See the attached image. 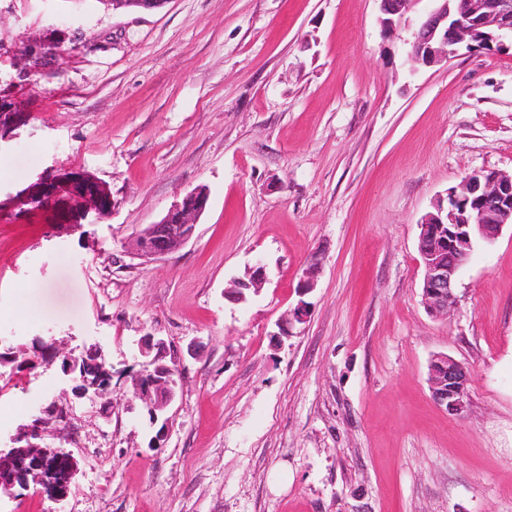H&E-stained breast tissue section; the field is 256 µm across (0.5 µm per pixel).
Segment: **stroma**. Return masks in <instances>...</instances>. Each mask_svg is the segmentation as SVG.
<instances>
[{
    "instance_id": "obj_1",
    "label": "stroma",
    "mask_w": 512,
    "mask_h": 512,
    "mask_svg": "<svg viewBox=\"0 0 512 512\" xmlns=\"http://www.w3.org/2000/svg\"><path fill=\"white\" fill-rule=\"evenodd\" d=\"M379 0H0V90L30 114L0 143V193L73 170L111 214L61 229L0 215V351L100 342L112 404L59 363L0 364V439L51 398L73 405L78 471L0 512H512V226L476 241L448 317L422 303L418 224L477 170L512 174V51L411 68ZM46 41L43 72L16 49ZM193 238L128 250L187 191ZM267 278L226 289L256 261ZM305 323H279L309 262ZM181 372L156 439L137 342ZM438 355L470 375L464 417L432 398Z\"/></svg>"
}]
</instances>
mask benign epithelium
<instances>
[{
	"label": "benign epithelium",
	"mask_w": 512,
	"mask_h": 512,
	"mask_svg": "<svg viewBox=\"0 0 512 512\" xmlns=\"http://www.w3.org/2000/svg\"><path fill=\"white\" fill-rule=\"evenodd\" d=\"M115 8L150 10L167 0H111ZM434 8L404 40L406 60L412 67L434 66L456 56L461 48L469 51L512 43V0H433ZM416 0H380L384 14L382 33L392 36L407 24L406 14ZM52 53L46 45H28L19 52L24 69L35 71ZM42 204L31 205L30 192L8 195L0 200V211L23 215L37 209L51 213L59 225L74 223V216L97 215L112 211V196L99 182L73 171L53 170L39 177ZM209 202L208 190L201 186L187 192L161 219L142 229L133 244V255L145 261L161 259L185 245L193 236L199 217ZM512 224V175L495 170L474 171L438 201L434 211L419 223L418 251L424 264L422 299L434 317H444L456 303L455 283L459 270L467 263L475 239L492 241L502 228ZM316 264L306 269L298 288L299 300L279 324L286 336L293 323H303L310 312L305 296L313 290ZM143 356L166 350L163 340L145 335L138 341ZM153 370L139 378L136 395L153 415V421L173 402L176 391L168 379V366L160 357L151 359ZM432 397L448 414L464 416L469 409L470 377L455 359L440 355L430 364ZM78 398L102 400L101 410L108 414L110 398L99 392L98 384L74 388ZM68 427L72 405L53 401L21 425L11 445L0 447V496L12 498L29 482L39 484L54 500L64 498L72 479L76 461L71 451L39 440L47 433L48 420Z\"/></svg>",
	"instance_id": "obj_1"
}]
</instances>
